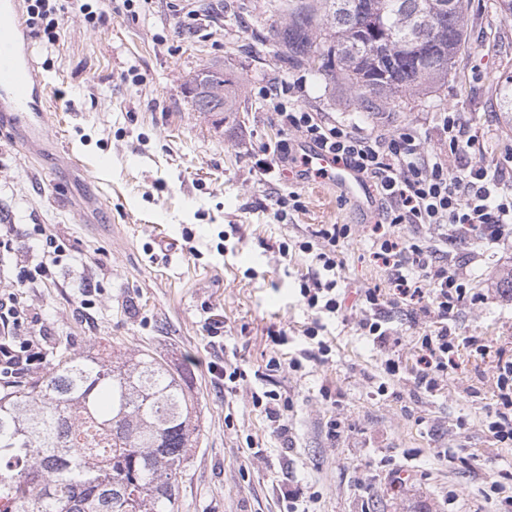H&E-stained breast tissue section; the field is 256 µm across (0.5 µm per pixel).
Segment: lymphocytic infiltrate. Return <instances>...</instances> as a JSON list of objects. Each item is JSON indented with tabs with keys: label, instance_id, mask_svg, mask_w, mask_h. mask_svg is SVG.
I'll list each match as a JSON object with an SVG mask.
<instances>
[{
	"label": "lymphocytic infiltrate",
	"instance_id": "f902f5d3",
	"mask_svg": "<svg viewBox=\"0 0 512 512\" xmlns=\"http://www.w3.org/2000/svg\"><path fill=\"white\" fill-rule=\"evenodd\" d=\"M24 4L25 22L32 34L55 45L62 33L57 0H24ZM299 91V85L291 83L267 86L261 92L282 130L372 181L380 194L382 223L403 224L418 232L434 226L444 229L440 239L418 236L407 247L391 236L379 240L378 255L388 270L389 288L365 292L367 309L357 323L361 335L386 348L397 335L386 316L389 308L405 305L434 319L435 330L418 339L416 380L426 388H436L447 379L459 348L457 337L448 333L449 319L463 302L482 300L469 288L462 266L443 258L441 251L448 244L472 241L496 247L512 238V181L506 177L512 156L492 166L472 162L475 141L461 112L444 114L442 130L448 150L432 152L408 128L372 136L323 113L304 111L298 105ZM346 233V228L330 224L316 231L315 241L299 243V250L313 254L320 266L300 282L299 294L308 309L328 315L341 312L336 243ZM495 374L499 395L489 431L497 442L511 446L512 361H498Z\"/></svg>",
	"mask_w": 512,
	"mask_h": 512
}]
</instances>
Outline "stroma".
<instances>
[{
  "mask_svg": "<svg viewBox=\"0 0 512 512\" xmlns=\"http://www.w3.org/2000/svg\"><path fill=\"white\" fill-rule=\"evenodd\" d=\"M491 2L470 0L471 49L447 86L377 112L363 111L343 82L289 64L273 45L255 47L280 18L276 0H136V17L109 12L93 25L69 0L60 40H33L51 94L47 137L21 149L27 113L0 115V225L15 238L14 250L0 252V295L15 294L35 316L30 331L45 337L44 362L106 343L122 354L148 349L186 374L201 432L179 512H283L282 494L294 487L317 494V512H493L485 481L512 467V446L486 426L496 360L512 358V298L497 287L512 268V240L467 265L485 299L462 304L448 323L452 335L482 337L490 352L461 350L437 392L414 379L410 339L426 327L403 307L390 311L405 339L397 375L385 373V351L358 335L349 312L324 320L329 362L270 376L268 358L280 349L298 356L314 318L299 284L316 265L299 241L325 224L349 225L336 245L347 303L389 281L373 249L378 208L351 206L330 180L297 183L256 165L262 148L283 137L258 91L296 78L305 111L366 134L410 127L431 151L444 147L443 113H465L477 161L499 163L512 152L497 85L502 70L512 71V44L501 45L496 31L512 30V20L494 14ZM209 67L235 82V111L195 110L189 82ZM291 191L300 210L274 218L276 199ZM44 228L62 246L52 276L15 287L19 266L42 256ZM284 241L292 245L286 256L278 251ZM86 276L98 288L84 309ZM210 318L222 324L218 337L205 329ZM271 330L285 331L287 345L273 346ZM212 361L244 369L246 380L218 388ZM265 389L294 403L287 438L271 434L252 405V393ZM440 448L461 449L469 461L448 462Z\"/></svg>",
  "mask_w": 512,
  "mask_h": 512,
  "instance_id": "obj_1",
  "label": "stroma"
}]
</instances>
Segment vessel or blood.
<instances>
[{
    "label": "vessel or blood",
    "mask_w": 512,
    "mask_h": 512,
    "mask_svg": "<svg viewBox=\"0 0 512 512\" xmlns=\"http://www.w3.org/2000/svg\"><path fill=\"white\" fill-rule=\"evenodd\" d=\"M45 91L46 85L35 70L21 0H0V106L8 112L23 111L33 100L42 99ZM306 155L309 174L325 173L353 206L370 205V189L353 171L320 152L310 149Z\"/></svg>",
    "instance_id": "obj_1"
}]
</instances>
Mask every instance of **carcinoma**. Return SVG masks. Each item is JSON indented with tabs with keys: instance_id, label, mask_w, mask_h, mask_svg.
<instances>
[{
	"instance_id": "cac0c4a2",
	"label": "carcinoma",
	"mask_w": 512,
	"mask_h": 512,
	"mask_svg": "<svg viewBox=\"0 0 512 512\" xmlns=\"http://www.w3.org/2000/svg\"><path fill=\"white\" fill-rule=\"evenodd\" d=\"M264 40L312 64L378 111L448 85L470 50L466 0H286ZM200 112H234L221 70L193 78ZM512 112V74L499 84ZM199 435L182 374L143 350L63 351L26 382L0 379V512H178L179 483Z\"/></svg>"
}]
</instances>
